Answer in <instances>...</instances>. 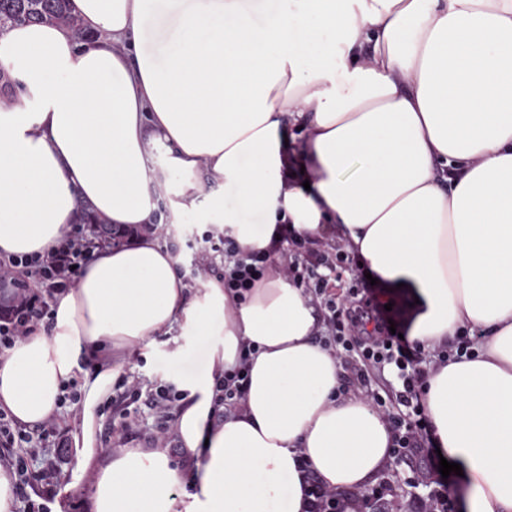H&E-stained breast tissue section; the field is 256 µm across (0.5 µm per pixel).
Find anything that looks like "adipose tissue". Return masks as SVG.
<instances>
[{
  "instance_id": "1",
  "label": "adipose tissue",
  "mask_w": 512,
  "mask_h": 512,
  "mask_svg": "<svg viewBox=\"0 0 512 512\" xmlns=\"http://www.w3.org/2000/svg\"><path fill=\"white\" fill-rule=\"evenodd\" d=\"M69 7L89 40L47 24L0 32V75L20 84L0 102V258L57 248L82 220L80 197L113 226L154 223L172 171L173 214L211 187L242 250L269 249L285 227L335 238L379 288L422 299L409 335L423 350L479 331L474 357L441 365L421 400L435 447L462 467L467 512H512V0ZM214 317L221 338L174 422L183 466L155 447L101 461L99 409L131 355L181 321L208 335ZM317 331L279 270L242 299L212 277L192 291L144 235L95 249L48 324L0 354V410L33 426L76 385V466L97 470L89 512H304L299 459L354 492L392 446ZM247 341L243 411L213 421L216 379Z\"/></svg>"
}]
</instances>
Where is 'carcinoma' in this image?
I'll use <instances>...</instances> for the list:
<instances>
[{
	"instance_id": "carcinoma-1",
	"label": "carcinoma",
	"mask_w": 512,
	"mask_h": 512,
	"mask_svg": "<svg viewBox=\"0 0 512 512\" xmlns=\"http://www.w3.org/2000/svg\"><path fill=\"white\" fill-rule=\"evenodd\" d=\"M26 23L59 25L68 28L79 40L92 38L70 11L69 0H0V31ZM77 206L82 211L84 223L97 227L106 235H121V231L96 215L88 202L79 199Z\"/></svg>"
}]
</instances>
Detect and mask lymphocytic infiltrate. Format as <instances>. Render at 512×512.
<instances>
[{
    "label": "lymphocytic infiltrate",
    "mask_w": 512,
    "mask_h": 512,
    "mask_svg": "<svg viewBox=\"0 0 512 512\" xmlns=\"http://www.w3.org/2000/svg\"><path fill=\"white\" fill-rule=\"evenodd\" d=\"M206 241V246L198 248L191 260L193 280L218 272L225 290L240 298L268 269L276 267L286 279L320 299L325 343L337 359L355 360L358 385L393 430V462L412 459L420 462L413 479L428 489L422 512H455L456 504L447 480L439 471L431 425L421 402L429 363L419 344L391 333L386 310L370 297V286L362 269H355L345 294L339 296L329 290L325 273L336 270L348 256L341 251L328 252L321 240L287 232L270 250L248 253L219 232L207 235ZM94 249L92 227L80 224L64 244L46 255L0 260V287L11 296L9 314L0 319V351L30 335L50 316V300L74 283ZM254 352L251 343H244L238 365L217 382L215 418H224L238 410L249 381ZM388 368L395 371L398 379L397 387L391 389L379 383L382 372ZM121 387L120 393L106 401V408L118 411L124 405L144 402L159 419L152 436L154 447H168L169 417L181 399L180 394L160 386L145 395L133 381L122 382ZM47 441L60 452L68 446L55 420L28 430L0 411V462L12 467L17 477L16 493L24 502L26 512H53L58 496L51 469L35 470L30 465L37 448Z\"/></svg>",
    "instance_id": "lymphocytic-infiltrate-1"
}]
</instances>
